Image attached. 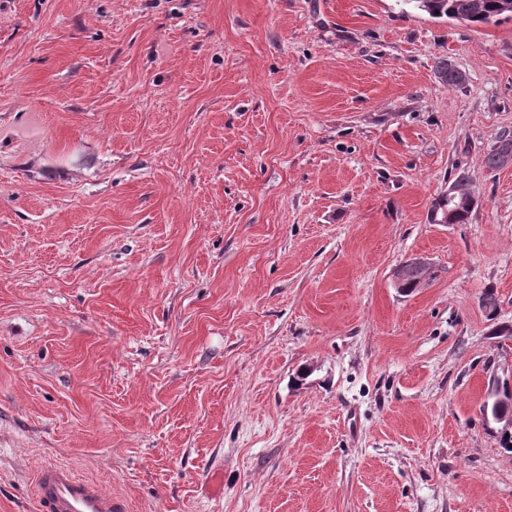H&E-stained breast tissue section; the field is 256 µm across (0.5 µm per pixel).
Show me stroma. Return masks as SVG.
<instances>
[{"mask_svg": "<svg viewBox=\"0 0 512 512\" xmlns=\"http://www.w3.org/2000/svg\"><path fill=\"white\" fill-rule=\"evenodd\" d=\"M506 131L512 18L0 0V512L49 464L126 512H512ZM512 153V136L509 134H503L500 137V140L494 146V148L488 153L486 157V165L488 168L492 170L502 168L500 163L504 164V167H508L512 165V154L502 156L507 152ZM449 187L451 188L449 199L448 197L439 196L431 204L430 221L433 224H440L434 220L435 213L438 219L447 218V223L445 224L467 223L477 203L471 180L466 172H459ZM449 187L448 194L450 192ZM411 267L408 271L405 268L400 266L396 268L393 272V284L395 288H398L402 291V280L408 274L411 273V282L412 285H416L420 287L427 279L428 272L430 269V264L427 259L422 257H417L414 260L410 261ZM511 381H512V368L510 370L509 377L505 381L500 382L499 380H496L493 382L491 388L488 391V395H487L488 401H487L486 405L484 406V412L487 415L488 409H489V400H491V407H490L491 417L495 423L500 425L499 430H506V431L512 430V412L511 411L503 412L498 407H496L502 399L501 398V388H502L503 383L506 382L507 385L511 386Z\"/></svg>", "mask_w": 512, "mask_h": 512, "instance_id": "stroma-1", "label": "stroma"}]
</instances>
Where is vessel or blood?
Segmentation results:
<instances>
[{
    "label": "vessel or blood",
    "mask_w": 512,
    "mask_h": 512,
    "mask_svg": "<svg viewBox=\"0 0 512 512\" xmlns=\"http://www.w3.org/2000/svg\"><path fill=\"white\" fill-rule=\"evenodd\" d=\"M35 483L40 512H122L111 492L66 466L41 468Z\"/></svg>",
    "instance_id": "obj_1"
}]
</instances>
